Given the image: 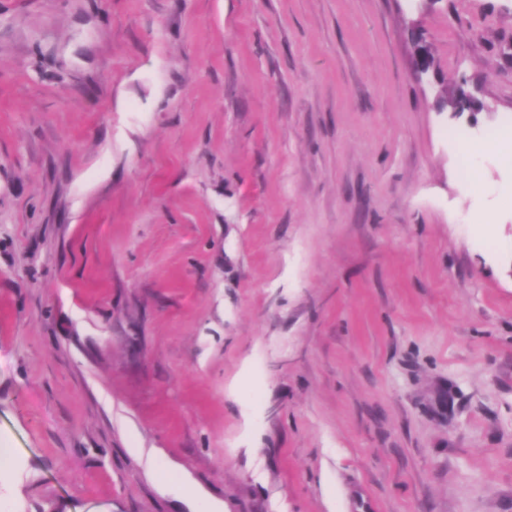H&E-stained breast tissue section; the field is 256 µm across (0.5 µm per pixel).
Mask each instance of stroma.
Returning a JSON list of instances; mask_svg holds the SVG:
<instances>
[{
    "instance_id": "35a3bbf8",
    "label": "stroma",
    "mask_w": 512,
    "mask_h": 512,
    "mask_svg": "<svg viewBox=\"0 0 512 512\" xmlns=\"http://www.w3.org/2000/svg\"><path fill=\"white\" fill-rule=\"evenodd\" d=\"M509 126L512 0H0V512H512Z\"/></svg>"
}]
</instances>
